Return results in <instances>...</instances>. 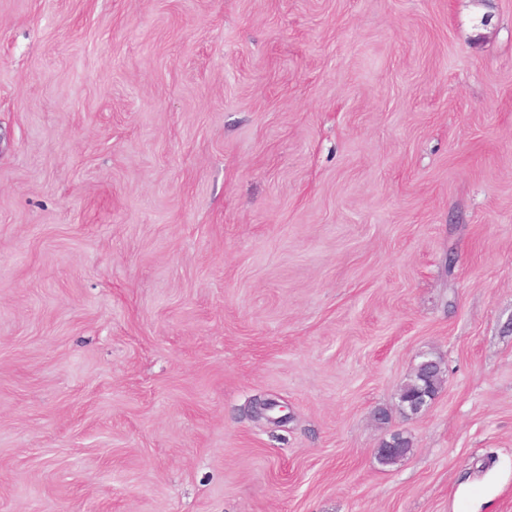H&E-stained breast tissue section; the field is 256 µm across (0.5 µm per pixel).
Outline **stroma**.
Returning a JSON list of instances; mask_svg holds the SVG:
<instances>
[{"mask_svg": "<svg viewBox=\"0 0 512 512\" xmlns=\"http://www.w3.org/2000/svg\"><path fill=\"white\" fill-rule=\"evenodd\" d=\"M0 512H512V0H0ZM425 362H429L423 366ZM442 384V369L439 362L433 359H425L421 361L411 378L403 385L400 392L401 402L405 400L415 399L421 395H436ZM399 401L398 407L400 411L407 417L417 416L406 409L403 403ZM411 451V441L402 434L391 435L378 449V461L382 465L395 464Z\"/></svg>", "mask_w": 512, "mask_h": 512, "instance_id": "35a3bbf8", "label": "stroma"}]
</instances>
